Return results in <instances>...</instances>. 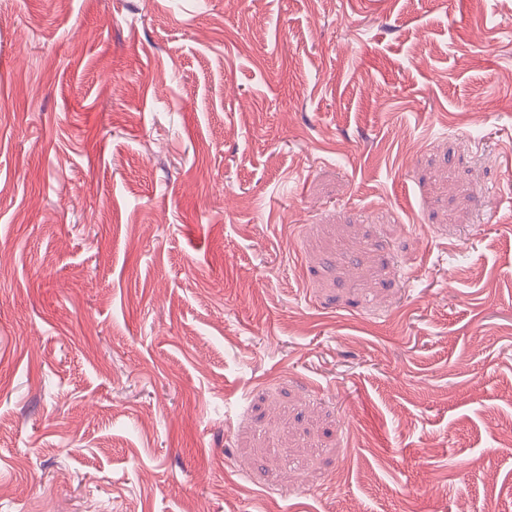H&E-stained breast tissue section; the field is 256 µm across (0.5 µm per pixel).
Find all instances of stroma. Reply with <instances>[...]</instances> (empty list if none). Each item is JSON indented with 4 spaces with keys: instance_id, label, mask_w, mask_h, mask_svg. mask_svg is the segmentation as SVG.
<instances>
[{
    "instance_id": "obj_1",
    "label": "stroma",
    "mask_w": 512,
    "mask_h": 512,
    "mask_svg": "<svg viewBox=\"0 0 512 512\" xmlns=\"http://www.w3.org/2000/svg\"><path fill=\"white\" fill-rule=\"evenodd\" d=\"M512 0H0V512H512Z\"/></svg>"
}]
</instances>
